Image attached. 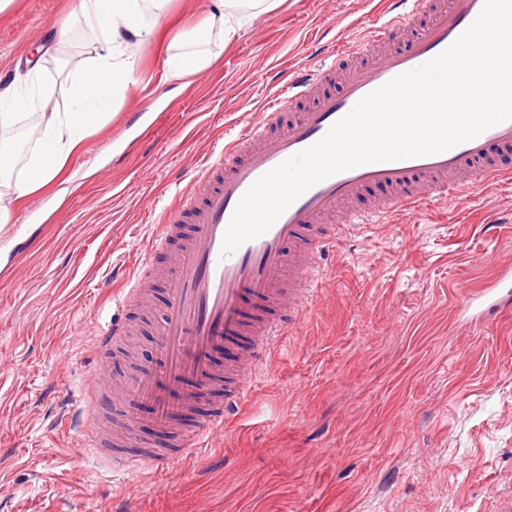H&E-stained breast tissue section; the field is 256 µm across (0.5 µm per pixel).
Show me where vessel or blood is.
<instances>
[{"instance_id": "b4317fda", "label": "vessel or blood", "mask_w": 512, "mask_h": 512, "mask_svg": "<svg viewBox=\"0 0 512 512\" xmlns=\"http://www.w3.org/2000/svg\"><path fill=\"white\" fill-rule=\"evenodd\" d=\"M484 0H387L385 21L371 26L354 45L334 50L332 63L284 77L260 106L254 122L224 141L219 155L207 159L192 179V189L165 209L153 244L132 267L131 285L119 300L123 310L111 326L95 334L92 348L110 354L125 336L127 310L144 307L147 286L163 279L168 301L157 336L161 363L133 376L113 392L103 367L86 380L80 405L90 453L108 461L113 473L130 475L165 459L201 455L224 418L252 387L259 355L277 348L289 326L299 324L320 288L319 257L334 247L337 228L352 230L396 210L426 201L455 203L482 188L512 180V120L441 153L374 162L334 174L310 187L263 235L223 255L226 229L248 189L264 174L321 140L366 95L396 76L435 58L474 22ZM411 27L408 42L394 46V35ZM348 73L336 93L326 92L334 67ZM305 112L288 117L300 100ZM370 186L388 194L372 209L355 208ZM180 240L169 253L172 240ZM254 301L245 311L244 297ZM467 322L484 326L512 311V263L468 290L459 304ZM247 343L224 373H216L219 348L239 337ZM214 395L207 419L180 426L174 414L187 411L203 395ZM152 407L158 427L169 438L162 448L133 450V414ZM125 409V424H106L111 408Z\"/></svg>"}]
</instances>
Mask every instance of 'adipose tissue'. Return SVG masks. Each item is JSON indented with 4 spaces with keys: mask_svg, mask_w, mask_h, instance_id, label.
<instances>
[{
    "mask_svg": "<svg viewBox=\"0 0 512 512\" xmlns=\"http://www.w3.org/2000/svg\"><path fill=\"white\" fill-rule=\"evenodd\" d=\"M283 0H211L209 14L197 28L194 49L171 43L165 71L183 77L204 69L213 54L214 38L229 40L239 30L282 4ZM169 0H75L74 12L95 32L98 47L73 77L70 100L64 107L32 112L14 88H0V224L9 222L12 206L52 183L68 155L122 100L135 61L133 40L158 32ZM26 124L35 148L23 173H16L17 158L6 136Z\"/></svg>",
    "mask_w": 512,
    "mask_h": 512,
    "instance_id": "ef3b65f1",
    "label": "adipose tissue"
}]
</instances>
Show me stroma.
Returning a JSON list of instances; mask_svg holds the SVG:
<instances>
[{"instance_id": "stroma-1", "label": "stroma", "mask_w": 512, "mask_h": 512, "mask_svg": "<svg viewBox=\"0 0 512 512\" xmlns=\"http://www.w3.org/2000/svg\"><path fill=\"white\" fill-rule=\"evenodd\" d=\"M209 3L172 0L167 38ZM72 5L13 0L0 13L1 85L48 48L21 87L33 105L67 102L95 42ZM382 16V0H284L186 77L166 74L158 37L139 44L115 116L0 228V512H496L512 498V314L457 322L465 292L512 260V233L488 224L512 225V185L391 213L326 251L304 321L259 361L204 459L116 479L82 453L89 338L118 311L136 244L285 72L318 67ZM65 25L68 41L46 44ZM151 293L154 318L163 284ZM153 318L109 358L117 380L158 364Z\"/></svg>"}]
</instances>
